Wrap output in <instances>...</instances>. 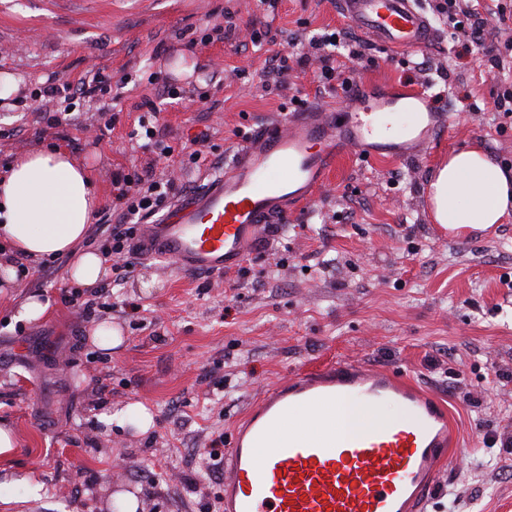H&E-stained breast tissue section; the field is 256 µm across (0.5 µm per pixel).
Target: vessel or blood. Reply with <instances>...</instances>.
Returning a JSON list of instances; mask_svg holds the SVG:
<instances>
[{
    "mask_svg": "<svg viewBox=\"0 0 512 512\" xmlns=\"http://www.w3.org/2000/svg\"><path fill=\"white\" fill-rule=\"evenodd\" d=\"M342 4L348 22L390 50L422 48L432 34L415 0ZM446 124L422 86L356 88L344 111L298 112L285 127L253 133L221 175L143 225L137 247L188 270H234L265 225L313 202L345 152L410 161ZM349 399L397 404L408 422L397 428L380 417L350 439L314 438L292 414ZM276 426L287 446L269 447ZM451 445L446 406L409 379L353 361L298 372L236 426L224 457V512H420L453 463Z\"/></svg>",
    "mask_w": 512,
    "mask_h": 512,
    "instance_id": "1",
    "label": "vessel or blood"
}]
</instances>
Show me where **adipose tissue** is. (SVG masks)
<instances>
[{
    "mask_svg": "<svg viewBox=\"0 0 512 512\" xmlns=\"http://www.w3.org/2000/svg\"><path fill=\"white\" fill-rule=\"evenodd\" d=\"M427 196L436 223L451 229L486 228L512 213V176L481 150H461L436 170ZM99 205L87 170L61 150H31L0 174V234L12 252L33 261L74 254L70 275L85 285L106 274L99 255L78 249ZM367 414L355 402L310 410L307 431L316 436L333 430L355 434L366 428Z\"/></svg>",
    "mask_w": 512,
    "mask_h": 512,
    "instance_id": "obj_1",
    "label": "adipose tissue"
}]
</instances>
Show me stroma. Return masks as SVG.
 <instances>
[{"label":"stroma","instance_id":"stroma-1","mask_svg":"<svg viewBox=\"0 0 512 512\" xmlns=\"http://www.w3.org/2000/svg\"><path fill=\"white\" fill-rule=\"evenodd\" d=\"M485 3L484 46L463 51L444 22L413 52L367 38L362 58L333 54L338 84L328 91L318 60L284 78L270 60L348 28L340 0H277L271 11L261 0H0V73L32 90L49 73L72 80L96 65L120 86L105 102L111 127L77 108L61 141L31 99L0 108V173L32 149H64L88 169L105 209L116 169L153 167L178 199L229 164L249 133L285 125L303 104L344 105L352 85L411 79L448 115L414 160L345 161L230 274L134 253L129 268H108L102 298L70 279V255L48 269L26 262L0 292V421L17 439L0 466V512H112L119 491L137 494L139 512H222L211 452L226 453L224 438L264 392L344 360L407 374L446 404L454 463L425 512H512V453L495 443L512 434V217L446 238L426 200L435 168L461 149L480 148L512 172V116L499 109L512 90V0ZM223 14L232 22L224 40L180 39ZM214 70L221 83L206 84ZM147 98L157 114L142 108ZM143 120L163 132L171 157L131 138ZM202 132L210 142L201 147ZM33 294L48 300L47 313L14 321ZM103 322L122 330L109 352L91 337ZM136 402L153 416L148 432L99 422ZM21 472L42 483L41 500L4 485Z\"/></svg>","mask_w":512,"mask_h":512}]
</instances>
